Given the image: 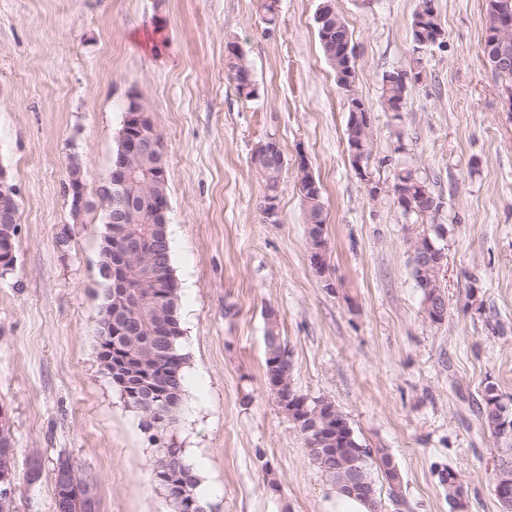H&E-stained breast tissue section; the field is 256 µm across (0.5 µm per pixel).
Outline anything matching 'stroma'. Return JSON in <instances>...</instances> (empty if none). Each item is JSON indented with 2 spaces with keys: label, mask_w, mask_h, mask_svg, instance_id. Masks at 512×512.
Listing matches in <instances>:
<instances>
[{
  "label": "stroma",
  "mask_w": 512,
  "mask_h": 512,
  "mask_svg": "<svg viewBox=\"0 0 512 512\" xmlns=\"http://www.w3.org/2000/svg\"><path fill=\"white\" fill-rule=\"evenodd\" d=\"M0 0V168L18 203L16 262L0 280V421L24 476L17 512H54L53 470L70 458L100 512H172L149 471L156 446L96 358L104 203L130 95L163 144L185 401L166 445L212 486L208 512H329L334 486L266 383L267 309L277 313L299 393L332 401L361 444L397 463L406 504L376 479L381 512H454L440 474L456 472L465 512H501L496 443L481 391L512 398V109L483 56L486 0H434L441 44L414 51V0H335L356 51L371 118V168H419L443 202L448 313L431 321L409 264L422 227L371 196L349 157L343 92L314 21L320 0ZM238 45L258 94L224 56ZM420 69L401 123L381 78ZM402 138H395V130ZM282 151L278 213L264 212L252 164ZM404 153H395L397 143ZM322 188L326 251L316 266L297 191L299 160ZM91 190L74 215L71 165ZM224 65L229 78L236 83L238 93L246 98L253 97V91H244L249 85L252 90L256 91L257 89L254 84H251V81L247 82L244 78L251 69L243 53L235 56L233 59H224Z\"/></svg>",
  "instance_id": "35a3bbf8"
}]
</instances>
